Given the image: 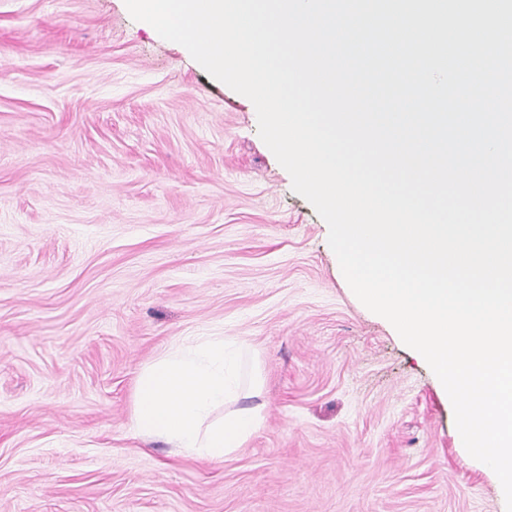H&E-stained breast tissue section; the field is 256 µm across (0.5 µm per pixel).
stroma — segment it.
Wrapping results in <instances>:
<instances>
[{
  "label": "stroma",
  "mask_w": 512,
  "mask_h": 512,
  "mask_svg": "<svg viewBox=\"0 0 512 512\" xmlns=\"http://www.w3.org/2000/svg\"><path fill=\"white\" fill-rule=\"evenodd\" d=\"M327 238L252 102L124 0H0V512H506ZM199 336L262 378L220 461L132 423Z\"/></svg>",
  "instance_id": "stroma-1"
}]
</instances>
